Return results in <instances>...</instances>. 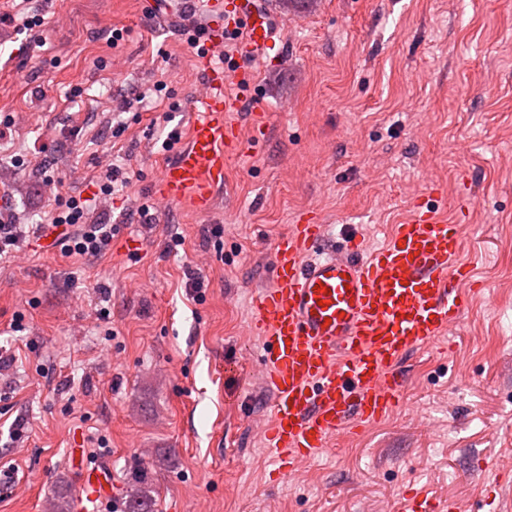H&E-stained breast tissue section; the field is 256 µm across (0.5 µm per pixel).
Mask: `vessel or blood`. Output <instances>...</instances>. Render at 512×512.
I'll list each match as a JSON object with an SVG mask.
<instances>
[{"mask_svg":"<svg viewBox=\"0 0 512 512\" xmlns=\"http://www.w3.org/2000/svg\"><path fill=\"white\" fill-rule=\"evenodd\" d=\"M206 24L222 19L241 31L245 52L263 60L274 43L273 13L263 0H182ZM203 89L193 104L187 145L161 170L155 195L187 201L205 213L224 185V169L244 145L234 113L250 74L228 72L197 56ZM466 205L448 214L416 201L410 217L391 225L379 247L360 257L325 251L322 225L295 224L273 245L271 285L255 295L251 328L262 340L259 376L272 394L262 431L276 478L302 461L316 460L331 440L397 410L400 364L431 347L469 307L463 290L473 269L463 255Z\"/></svg>","mask_w":512,"mask_h":512,"instance_id":"vessel-or-blood-1","label":"vessel or blood"}]
</instances>
